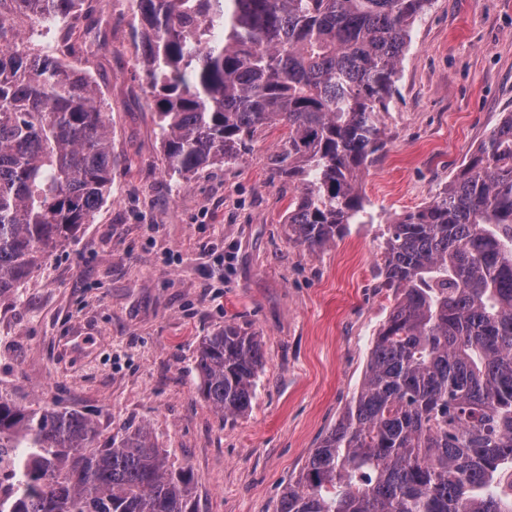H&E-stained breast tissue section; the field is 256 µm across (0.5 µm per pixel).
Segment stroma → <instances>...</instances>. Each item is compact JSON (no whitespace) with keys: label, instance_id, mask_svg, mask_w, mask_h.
<instances>
[{"label":"stroma","instance_id":"1","mask_svg":"<svg viewBox=\"0 0 512 512\" xmlns=\"http://www.w3.org/2000/svg\"><path fill=\"white\" fill-rule=\"evenodd\" d=\"M101 24L71 59L96 84L116 165L76 238L0 303V380L17 403L78 411L102 437L147 428L197 478L198 512H277L284 487L359 390L393 304L389 218L432 201L512 113V0H432L360 176L369 224L309 251L288 239L295 189L271 128L235 164L170 175L133 16ZM235 322L262 343L249 412L226 419L200 390L201 340Z\"/></svg>","mask_w":512,"mask_h":512}]
</instances>
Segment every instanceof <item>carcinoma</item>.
Here are the masks:
<instances>
[{"label": "carcinoma", "instance_id": "obj_1", "mask_svg": "<svg viewBox=\"0 0 512 512\" xmlns=\"http://www.w3.org/2000/svg\"><path fill=\"white\" fill-rule=\"evenodd\" d=\"M84 0H0V302L76 237L112 183V130L85 73L15 49L17 17ZM431 0H136L168 170L239 161L280 126L296 185L288 237L310 251L366 224L359 176L384 148L410 28ZM395 303L358 393L277 512H512V113L431 202L387 222ZM263 364L234 323L202 339L204 397L249 411ZM89 417L0 396L22 479L0 512H195L196 478L145 428L93 447Z\"/></svg>", "mask_w": 512, "mask_h": 512}]
</instances>
